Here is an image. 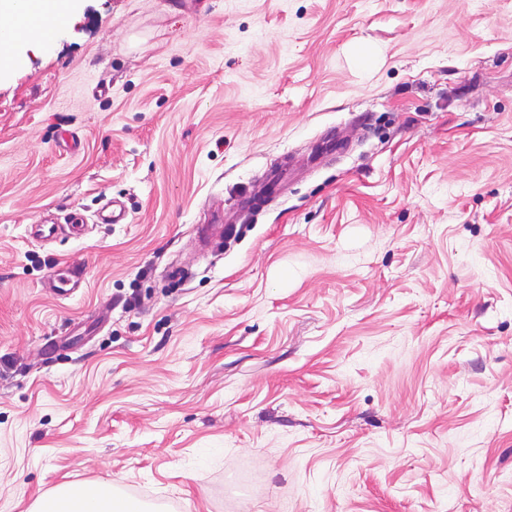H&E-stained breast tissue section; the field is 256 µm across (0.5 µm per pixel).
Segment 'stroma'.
Masks as SVG:
<instances>
[{
	"label": "stroma",
	"instance_id": "1",
	"mask_svg": "<svg viewBox=\"0 0 512 512\" xmlns=\"http://www.w3.org/2000/svg\"><path fill=\"white\" fill-rule=\"evenodd\" d=\"M9 51L0 512H512V0H75ZM83 270L76 265L57 264L52 268L48 279V288L57 297L65 298L82 287ZM35 512H131L118 500L111 483L71 486L54 501H47Z\"/></svg>",
	"mask_w": 512,
	"mask_h": 512
}]
</instances>
